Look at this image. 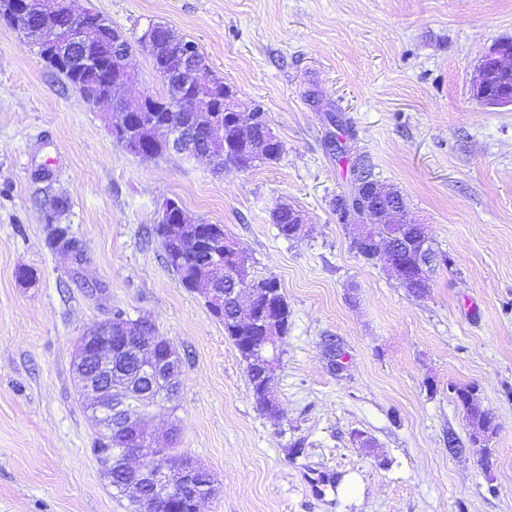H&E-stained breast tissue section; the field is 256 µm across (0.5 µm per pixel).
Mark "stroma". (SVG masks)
I'll use <instances>...</instances> for the list:
<instances>
[{
  "label": "stroma",
  "instance_id": "stroma-1",
  "mask_svg": "<svg viewBox=\"0 0 512 512\" xmlns=\"http://www.w3.org/2000/svg\"><path fill=\"white\" fill-rule=\"evenodd\" d=\"M136 35L194 40L207 75L260 105L279 160L125 151L99 109L0 21V512H131L100 471L73 370L77 339L124 310L182 358L178 454L214 477L199 512H512V107L472 95L481 57L512 40V0H72ZM352 136L333 153L337 121ZM399 190L447 267L415 297L339 223L357 156ZM223 225L251 274L288 303L280 415L256 407L245 363L153 233L159 203ZM81 262L47 245L54 200ZM282 203L306 233L281 237ZM495 416L473 442L454 390ZM316 473L333 475L324 494ZM352 492H345V485Z\"/></svg>",
  "mask_w": 512,
  "mask_h": 512
}]
</instances>
